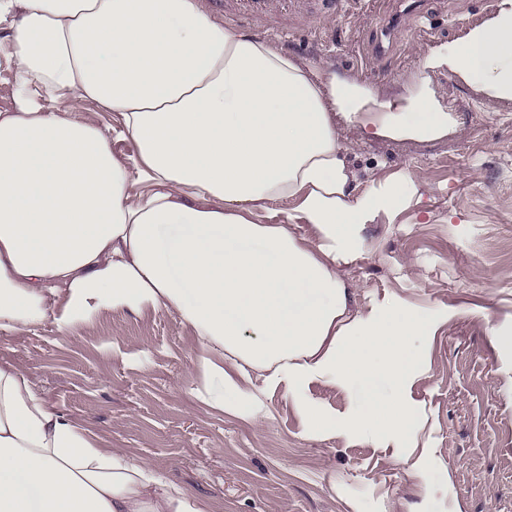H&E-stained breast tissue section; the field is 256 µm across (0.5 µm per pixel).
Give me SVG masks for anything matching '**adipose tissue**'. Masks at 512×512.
<instances>
[{
	"label": "adipose tissue",
	"mask_w": 512,
	"mask_h": 512,
	"mask_svg": "<svg viewBox=\"0 0 512 512\" xmlns=\"http://www.w3.org/2000/svg\"><path fill=\"white\" fill-rule=\"evenodd\" d=\"M0 59L15 79L0 112V332L50 321L67 335L104 310L175 314L205 352L209 406L260 426L263 392L286 387L311 433L392 449L428 480L403 453L420 421L409 391L457 311L397 296L351 309L337 266L418 188L395 174L356 193L338 125L447 136L457 121L430 80L443 70L512 102V0L430 47L388 97L218 23L199 0H0ZM89 100L116 114L117 135L71 118ZM116 136L133 156L113 152ZM282 199L295 203L288 223H263ZM315 381L361 397L327 413L306 398ZM211 510L149 462L99 447L0 361V512Z\"/></svg>",
	"instance_id": "adipose-tissue-1"
}]
</instances>
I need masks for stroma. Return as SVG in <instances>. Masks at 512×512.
<instances>
[{
	"label": "stroma",
	"mask_w": 512,
	"mask_h": 512,
	"mask_svg": "<svg viewBox=\"0 0 512 512\" xmlns=\"http://www.w3.org/2000/svg\"><path fill=\"white\" fill-rule=\"evenodd\" d=\"M495 2L202 0L218 22L383 96L418 72L429 47L457 39ZM417 5L433 33L417 27ZM392 21L395 37L381 40ZM431 80L458 117L447 137L369 139L338 127L358 191L403 173L421 198L366 225L363 253L337 269L354 307L394 294L421 310L458 311L433 336L430 372L410 390L421 418L405 454L425 460L430 482L396 467L391 449L311 434L285 389L267 393L261 429L210 408L193 392L192 331L165 311H105L68 336L49 321L0 332V360L26 370L44 400L104 446L209 497L213 512H512V103L444 72Z\"/></svg>",
	"instance_id": "1"
}]
</instances>
